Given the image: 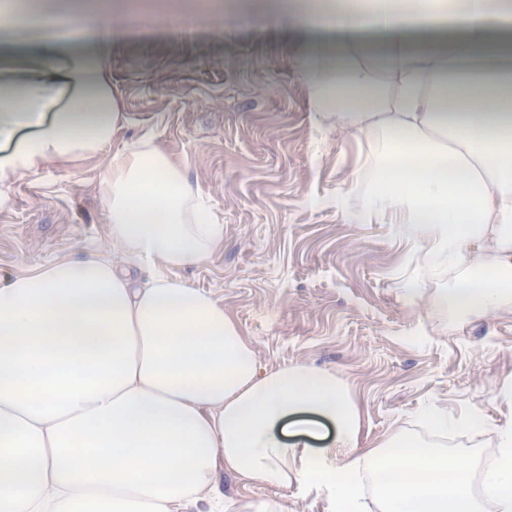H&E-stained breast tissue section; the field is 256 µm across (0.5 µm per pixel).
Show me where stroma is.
<instances>
[{
  "mask_svg": "<svg viewBox=\"0 0 512 512\" xmlns=\"http://www.w3.org/2000/svg\"><path fill=\"white\" fill-rule=\"evenodd\" d=\"M279 0H187L208 25L159 21L140 0L148 27L109 46L108 77L123 121L119 149L153 133L184 166L224 244L175 278L213 294L255 350L260 369L306 365L336 375L361 416L360 441L374 446L408 432L451 451L496 447L512 421V313L459 330L400 300L404 281L423 297L447 287V273L423 274L413 245L389 224L345 223L334 204L370 183L360 160L371 144L320 122L300 68L297 29L274 20ZM104 154L51 163L12 183L0 210V287L60 258L106 252L98 180ZM486 418L474 438H433L428 409ZM232 494L272 502L278 512H332L326 492L236 483Z\"/></svg>",
  "mask_w": 512,
  "mask_h": 512,
  "instance_id": "stroma-1",
  "label": "stroma"
}]
</instances>
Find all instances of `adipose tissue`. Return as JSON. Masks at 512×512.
Returning a JSON list of instances; mask_svg holds the SVG:
<instances>
[{"mask_svg":"<svg viewBox=\"0 0 512 512\" xmlns=\"http://www.w3.org/2000/svg\"><path fill=\"white\" fill-rule=\"evenodd\" d=\"M65 19L100 47L128 23L91 5ZM299 27L316 111L375 141L370 190L353 205L336 196L343 220L395 225L425 273L449 272L428 315L457 326L512 312V94L498 89L512 8L328 0ZM54 76L73 111L16 93L0 116V141L12 145L0 156V208L3 186L106 153L112 255L58 259L0 288V512H195L221 501L274 512L230 499L224 476L325 488L336 512H365L367 480L378 512H483L486 501L512 512V422L477 488L467 456L424 439L397 433L362 447L358 409L334 375L260 371L223 305L173 276L223 243V225L153 135L109 149L122 114L104 52L70 57ZM23 125L30 134L17 136Z\"/></svg>","mask_w":512,"mask_h":512,"instance_id":"adipose-tissue-1","label":"adipose tissue"}]
</instances>
